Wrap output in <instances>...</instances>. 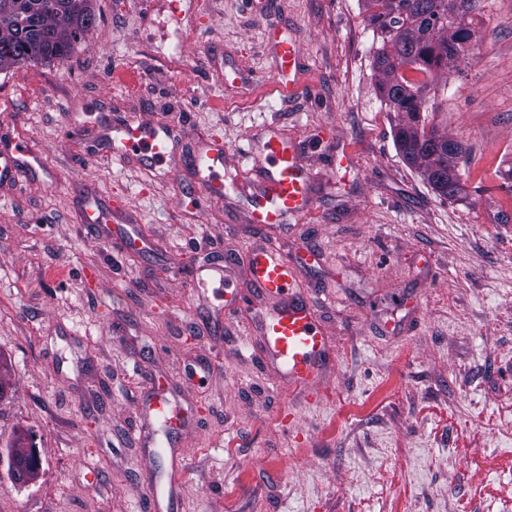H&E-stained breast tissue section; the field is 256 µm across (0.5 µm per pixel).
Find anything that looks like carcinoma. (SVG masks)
<instances>
[{"instance_id":"obj_1","label":"carcinoma","mask_w":512,"mask_h":512,"mask_svg":"<svg viewBox=\"0 0 512 512\" xmlns=\"http://www.w3.org/2000/svg\"><path fill=\"white\" fill-rule=\"evenodd\" d=\"M372 28L378 93L391 116L403 159L439 194L451 200L464 191L459 148L441 158L433 141L450 143L430 123L428 87L458 70L473 33L461 0H362ZM93 0H0V70L61 62L96 26Z\"/></svg>"}]
</instances>
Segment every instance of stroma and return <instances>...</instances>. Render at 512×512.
Wrapping results in <instances>:
<instances>
[{
	"label": "stroma",
	"mask_w": 512,
	"mask_h": 512,
	"mask_svg": "<svg viewBox=\"0 0 512 512\" xmlns=\"http://www.w3.org/2000/svg\"><path fill=\"white\" fill-rule=\"evenodd\" d=\"M179 2L94 0L69 58L0 72V123L49 168L0 184V512H148L145 472L176 456L164 512H512V0H474L459 72L426 94L462 148L452 200L396 149L361 0ZM277 33L300 43L288 94ZM125 119L172 129L185 161H107L94 141ZM270 129L315 189L264 227L239 150ZM215 139L227 189L206 201L189 158ZM86 189L148 249L81 223ZM255 243L296 265L334 351L308 388L265 356ZM219 254L233 312L191 284ZM162 391L182 423L148 448ZM22 431L25 486L3 456Z\"/></svg>",
	"instance_id": "stroma-1"
}]
</instances>
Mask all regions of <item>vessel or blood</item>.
<instances>
[{"mask_svg":"<svg viewBox=\"0 0 512 512\" xmlns=\"http://www.w3.org/2000/svg\"><path fill=\"white\" fill-rule=\"evenodd\" d=\"M277 47V75L284 79L297 69V42L281 38ZM134 154L147 157L155 167H170L181 159L174 131L130 122L117 124L112 134V160L121 163ZM244 157L255 161L262 174L251 207L255 223L281 224L288 215L309 208L312 203L311 173L287 139L270 135L258 151H246ZM41 162V157L27 145L9 141L7 132L0 129L1 181L17 179ZM194 164L199 177V192L209 198L223 197V144L211 143ZM115 217L111 204L93 195L86 197L80 212L81 220L87 224H108ZM250 272L254 288L273 301L260 325L272 358L283 363L291 384L309 385L321 377L331 361V352L311 305L296 295L294 266L281 253L256 245L250 251Z\"/></svg>","mask_w":512,"mask_h":512,"instance_id":"1","label":"vessel or blood"}]
</instances>
